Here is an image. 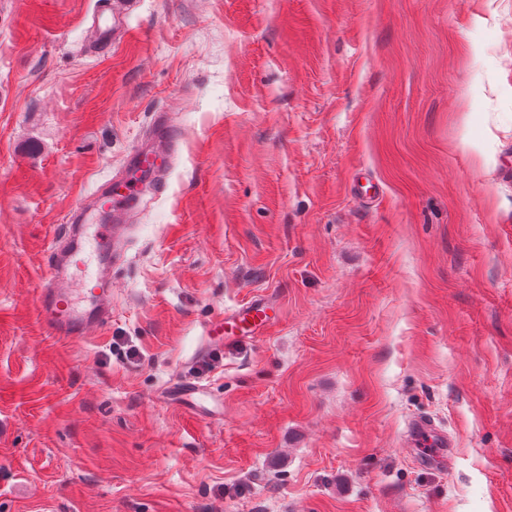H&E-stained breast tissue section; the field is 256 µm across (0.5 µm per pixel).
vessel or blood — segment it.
I'll return each instance as SVG.
<instances>
[{
    "label": "vessel or blood",
    "instance_id": "obj_1",
    "mask_svg": "<svg viewBox=\"0 0 512 512\" xmlns=\"http://www.w3.org/2000/svg\"><path fill=\"white\" fill-rule=\"evenodd\" d=\"M133 5L134 0H105L97 19V43L111 44L121 20ZM176 147L172 126L162 120L151 137L128 154L122 171L104 183L96 195L97 205L111 215V223H93V214L86 211L84 205L73 208L71 222L65 225L52 252L49 274L40 294L39 313L51 335L65 340L79 339L92 329L103 327L111 317L110 268L123 256L129 223L141 204L144 191L162 188L163 174L173 162ZM93 236L98 239L97 285L78 303L72 297L68 282L74 269L82 266L88 240ZM271 308V302L259 297L226 311L223 317L205 327L207 343H214L219 335L228 345L257 336L270 326L268 312ZM204 396L203 387L191 382L175 384L171 391L172 402L192 415L201 414ZM422 438L429 440L431 450L421 455V462L426 465L444 462L447 438L428 420L418 418L411 424L409 439L414 442Z\"/></svg>",
    "mask_w": 512,
    "mask_h": 512
}]
</instances>
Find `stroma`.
Masks as SVG:
<instances>
[{
    "label": "stroma",
    "instance_id": "35a3bbf8",
    "mask_svg": "<svg viewBox=\"0 0 512 512\" xmlns=\"http://www.w3.org/2000/svg\"><path fill=\"white\" fill-rule=\"evenodd\" d=\"M97 9L0 0V512H512V0H138L104 50ZM158 112L112 320L54 337L53 237ZM272 308L273 303L259 297L224 312V317L212 321L205 327L203 336L206 338L207 346L210 348L213 345L214 336H218L224 327V346L243 338L257 336L272 323L267 313ZM169 395L172 396L170 400L187 413L191 415L202 413L205 391L201 385L191 382L176 383ZM426 438L430 441V447H434V451H428L420 456V460L424 465H438L447 458L448 439L440 434L434 425L423 418L415 419L410 428L409 447H414L413 442Z\"/></svg>",
    "mask_w": 512,
    "mask_h": 512
}]
</instances>
